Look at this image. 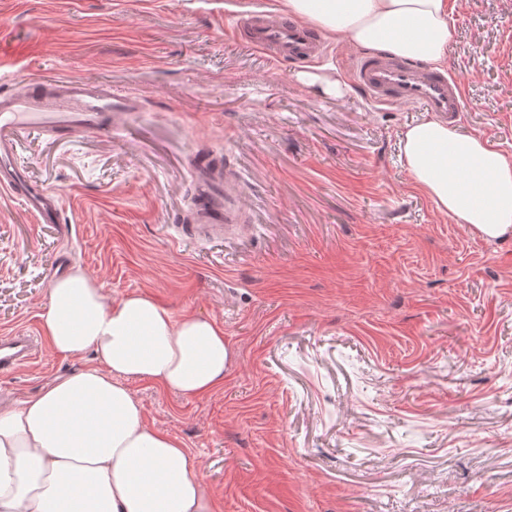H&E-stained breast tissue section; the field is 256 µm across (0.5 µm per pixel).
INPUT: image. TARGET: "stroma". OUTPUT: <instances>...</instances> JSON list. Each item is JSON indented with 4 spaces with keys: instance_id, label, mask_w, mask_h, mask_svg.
Segmentation results:
<instances>
[{
    "instance_id": "35a3bbf8",
    "label": "stroma",
    "mask_w": 512,
    "mask_h": 512,
    "mask_svg": "<svg viewBox=\"0 0 512 512\" xmlns=\"http://www.w3.org/2000/svg\"><path fill=\"white\" fill-rule=\"evenodd\" d=\"M237 0H0V86L86 77L140 97L106 135H30L18 159L62 200L43 224L0 195V336L40 331L56 268L224 328V385L129 388L203 467L214 512H512V236L464 230L413 182L419 107L316 93L224 30ZM457 132L512 156V0H448ZM224 160L242 226L180 237L191 158ZM82 359L0 374L17 403Z\"/></svg>"
}]
</instances>
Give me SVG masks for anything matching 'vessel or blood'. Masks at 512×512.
I'll list each match as a JSON object with an SVG mask.
<instances>
[{"label":"vessel or blood","mask_w":512,"mask_h":512,"mask_svg":"<svg viewBox=\"0 0 512 512\" xmlns=\"http://www.w3.org/2000/svg\"><path fill=\"white\" fill-rule=\"evenodd\" d=\"M229 19L235 38L293 71L312 67L328 50L321 34L307 23L269 8L238 10ZM350 81L381 106L417 105L451 121L458 119L464 108L461 80L421 60L387 52L364 53L354 58ZM139 108V97L88 79L50 78L14 92H1L0 193L21 196L25 208L41 223H58L61 203L55 192H18L28 181L26 170L17 162L24 138L34 132L56 138L103 132L108 128V117ZM192 166L196 201L189 223L180 225L179 233L194 239L223 237L225 228L237 223L239 217L224 199V177L219 168L205 162L196 160ZM36 357L37 342L30 333L0 336L1 373L14 372Z\"/></svg>","instance_id":"obj_1"}]
</instances>
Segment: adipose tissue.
Here are the masks:
<instances>
[{
	"instance_id": "ef3b65f1",
	"label": "adipose tissue",
	"mask_w": 512,
	"mask_h": 512,
	"mask_svg": "<svg viewBox=\"0 0 512 512\" xmlns=\"http://www.w3.org/2000/svg\"><path fill=\"white\" fill-rule=\"evenodd\" d=\"M353 47L443 62L447 0H284ZM415 184L479 230H512V159L430 120L403 132ZM41 325L78 371L0 411V512H214L183 443L146 424L128 383L188 399L222 387L228 343L213 320L175 315L147 294L114 300L82 268L55 279Z\"/></svg>"
}]
</instances>
